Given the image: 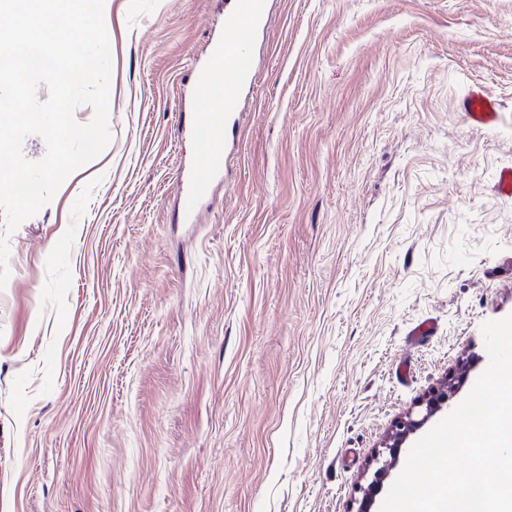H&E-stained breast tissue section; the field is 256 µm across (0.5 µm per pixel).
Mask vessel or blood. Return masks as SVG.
Masks as SVG:
<instances>
[{
    "label": "vessel or blood",
    "instance_id": "1",
    "mask_svg": "<svg viewBox=\"0 0 512 512\" xmlns=\"http://www.w3.org/2000/svg\"><path fill=\"white\" fill-rule=\"evenodd\" d=\"M231 13L193 70V92L205 109L185 113L179 129L180 141L191 147L177 177L181 217L187 224L197 222L224 177L226 132L236 123L243 90L253 78L247 47L267 22L266 0H234ZM463 111L479 127L493 126L499 118L498 104L476 90L465 96Z\"/></svg>",
    "mask_w": 512,
    "mask_h": 512
}]
</instances>
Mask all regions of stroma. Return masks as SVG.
I'll return each instance as SVG.
<instances>
[{"label": "stroma", "mask_w": 512, "mask_h": 512, "mask_svg": "<svg viewBox=\"0 0 512 512\" xmlns=\"http://www.w3.org/2000/svg\"><path fill=\"white\" fill-rule=\"evenodd\" d=\"M231 2L107 0L111 141L0 223V512H350L394 422L466 364L461 403L512 315V0H268L184 224L189 64ZM475 87L496 127L466 121Z\"/></svg>", "instance_id": "35a3bbf8"}]
</instances>
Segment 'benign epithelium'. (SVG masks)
Returning a JSON list of instances; mask_svg holds the SVG:
<instances>
[{
    "label": "benign epithelium",
    "mask_w": 512,
    "mask_h": 512,
    "mask_svg": "<svg viewBox=\"0 0 512 512\" xmlns=\"http://www.w3.org/2000/svg\"><path fill=\"white\" fill-rule=\"evenodd\" d=\"M450 398L451 391H449L448 388L444 387L437 390L432 395L417 401L418 406L424 410V414L420 419L416 420L412 415L408 414L395 422L390 433L392 443L385 444V448L388 449L389 458L382 460L380 459V454L377 453L369 462V465L375 466L373 479L368 486L364 487L361 485L358 488V492L362 493V500L359 503L357 512H369V508L374 502L381 482H383L390 471L396 466L402 444L411 434L421 428L437 412L442 410L443 407L448 404Z\"/></svg>",
    "instance_id": "7a95c632"
}]
</instances>
